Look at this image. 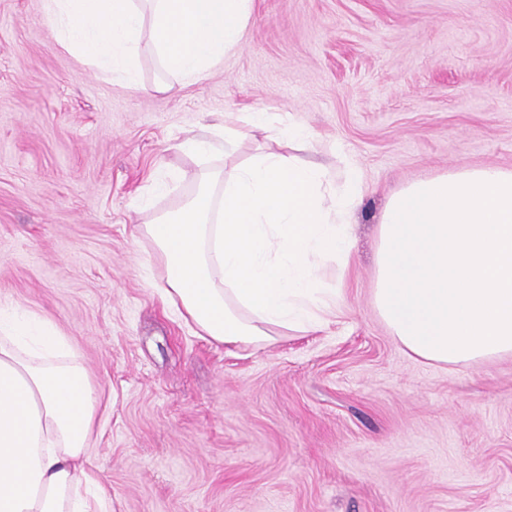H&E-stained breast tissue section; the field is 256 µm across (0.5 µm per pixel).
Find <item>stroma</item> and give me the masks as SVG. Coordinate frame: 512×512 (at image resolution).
<instances>
[{
    "label": "stroma",
    "mask_w": 512,
    "mask_h": 512,
    "mask_svg": "<svg viewBox=\"0 0 512 512\" xmlns=\"http://www.w3.org/2000/svg\"><path fill=\"white\" fill-rule=\"evenodd\" d=\"M143 93L80 67L40 0H0V301L50 317L100 404L112 512H512V357L422 361L372 306L378 219L412 180L512 169V0H254L207 79ZM364 172L341 314L262 346L194 335L137 232L194 191L225 113ZM169 173L155 193V171ZM311 138L312 135L306 127L288 121V125H285L281 132L278 144L286 146H305L309 144Z\"/></svg>",
    "instance_id": "35a3bbf8"
}]
</instances>
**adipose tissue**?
Segmentation results:
<instances>
[{
	"label": "adipose tissue",
	"mask_w": 512,
	"mask_h": 512,
	"mask_svg": "<svg viewBox=\"0 0 512 512\" xmlns=\"http://www.w3.org/2000/svg\"><path fill=\"white\" fill-rule=\"evenodd\" d=\"M193 179L177 215L143 228L184 323L225 345L320 329L342 303L325 270L348 268L362 170L348 164L338 186L321 164L263 148ZM65 348L49 318L0 302V512H110L92 466L97 397Z\"/></svg>",
	"instance_id": "adipose-tissue-1"
}]
</instances>
